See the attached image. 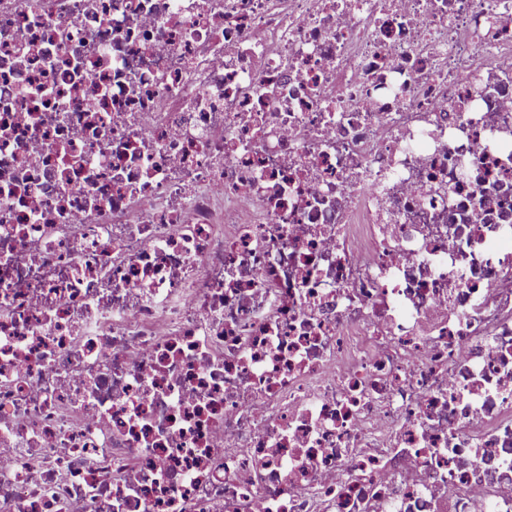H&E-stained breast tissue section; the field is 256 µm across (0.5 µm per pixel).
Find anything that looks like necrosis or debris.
Returning a JSON list of instances; mask_svg holds the SVG:
<instances>
[{"label": "necrosis or debris", "instance_id": "1", "mask_svg": "<svg viewBox=\"0 0 512 512\" xmlns=\"http://www.w3.org/2000/svg\"><path fill=\"white\" fill-rule=\"evenodd\" d=\"M0 512H512V0H0Z\"/></svg>", "mask_w": 512, "mask_h": 512}]
</instances>
